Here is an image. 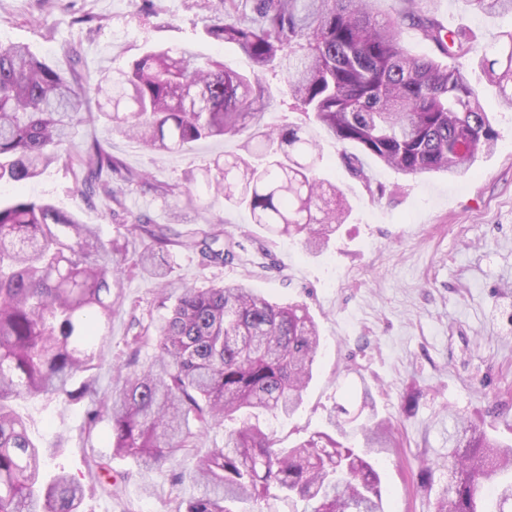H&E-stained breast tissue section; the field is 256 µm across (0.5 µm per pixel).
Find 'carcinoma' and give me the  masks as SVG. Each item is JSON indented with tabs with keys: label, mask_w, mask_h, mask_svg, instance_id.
I'll list each match as a JSON object with an SVG mask.
<instances>
[{
	"label": "carcinoma",
	"mask_w": 512,
	"mask_h": 512,
	"mask_svg": "<svg viewBox=\"0 0 512 512\" xmlns=\"http://www.w3.org/2000/svg\"><path fill=\"white\" fill-rule=\"evenodd\" d=\"M466 2L488 16L512 13V0ZM376 3L200 0L210 13L205 33L246 55L249 75L202 62L179 45L153 49L87 86L76 70H60L24 45L1 46L0 181L27 182L54 163L74 164L76 191L105 196L110 216L125 215V193L142 175L97 139L74 142L92 101L103 99L112 107L110 131L155 151L247 134L246 155H218L204 169L207 192L246 207L271 232L303 236L302 247L320 253L350 215L344 192L321 177V138L334 140L345 167L365 182V156L405 177L470 170L493 151L498 133L457 63L466 56L512 111V30L475 44L445 30L435 0H406L404 14L385 20ZM406 21L450 62L409 51L401 41ZM270 71L282 74L303 122L261 124ZM197 182L190 172L154 191L192 204ZM128 222L149 239L131 268L164 283L159 306L168 313L148 323L131 318L112 396L98 401L92 371L109 345L124 273L117 257L127 246L45 199L0 202V512H80L84 486L63 470L43 476L51 449L32 440L15 409L37 396L86 403V429L107 419L112 453L145 472L224 429L223 444L189 473L185 512H259L271 499L294 497L303 512H384L378 473L346 444L362 416L366 447L390 434L388 423L373 421V402L355 414L339 408L328 415L331 431L288 448L255 422L261 414L289 418L303 403L320 347L307 307L273 302L242 281L171 290V249H190L201 265L217 267L235 259L240 243L224 239L221 221L186 235L141 216ZM149 345L154 361L141 367ZM448 420L449 482L435 512H502L501 501L512 502V444L490 438L475 421L452 413Z\"/></svg>",
	"instance_id": "carcinoma-1"
}]
</instances>
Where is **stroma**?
<instances>
[{"label":"stroma","mask_w":512,"mask_h":512,"mask_svg":"<svg viewBox=\"0 0 512 512\" xmlns=\"http://www.w3.org/2000/svg\"><path fill=\"white\" fill-rule=\"evenodd\" d=\"M436 16L450 31L490 42L512 29V14L489 17L465 0H438ZM197 0H0V46L21 43L60 68L76 65L88 82L126 68L158 45H189L206 59L249 72L250 60L236 47L221 45L203 32ZM464 73L494 118L495 149L468 172L406 180L365 158L368 180L352 177L331 142L324 178L346 194L352 211L326 250L310 254L298 239L271 236L254 224L248 209L231 207L201 194L196 206L163 200L152 186L177 183L204 168L216 155L236 152L240 137L199 142L189 150L159 154L109 134L99 113L86 115L77 141L107 142L128 168L147 174L124 197L127 212L181 232L223 221L225 235L239 241V258L221 267L202 266L191 252L173 249V280L199 285L248 280L275 300L305 303L321 335L313 379L300 410L291 418L263 417L281 444L326 429L332 408L356 410L369 391L378 417L393 425L396 445L371 449L378 469L385 512H433L448 483V414L481 418L486 432L512 442V112L499 104L495 88L471 59ZM270 125L299 122L281 74L263 79ZM398 185L397 193L371 197L367 183ZM35 195L56 208L97 225L103 238L125 228L109 215L100 195L83 200L74 170L57 164L37 180L0 184V200ZM124 301L115 305L112 339L94 370L99 396L112 392V366L122 362L131 335L130 317L157 316L154 278L123 275ZM34 439L57 446L48 470H65L85 487L81 512H182L191 493L177 475L191 471L194 454L151 472L127 457L113 456L112 472L125 475L118 490L90 479L94 456L110 454V426L84 430L83 409L49 397L17 405Z\"/></svg>","instance_id":"1"}]
</instances>
